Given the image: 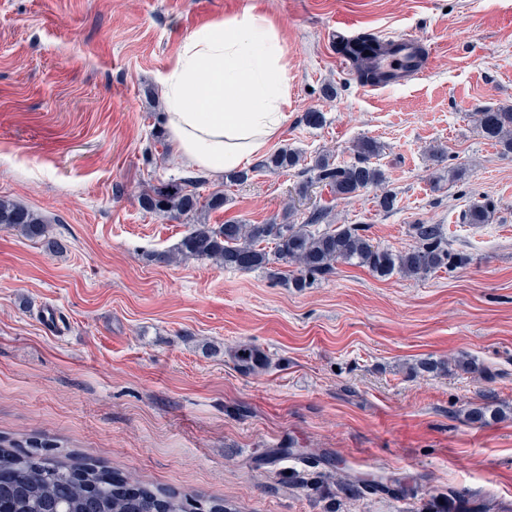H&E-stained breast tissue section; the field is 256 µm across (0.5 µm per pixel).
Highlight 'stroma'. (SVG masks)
<instances>
[{
  "mask_svg": "<svg viewBox=\"0 0 512 512\" xmlns=\"http://www.w3.org/2000/svg\"><path fill=\"white\" fill-rule=\"evenodd\" d=\"M257 1L283 26L291 84L270 151L344 165L370 138L384 180L336 200L297 168L213 177L208 190L229 201L204 221L263 224L289 208L301 224L324 207L328 224L361 225L393 251L414 245L412 225L441 224L471 264L381 279L340 263L298 291L267 269L174 258L193 217L137 202L192 172L163 134L159 79L189 32L250 0H0V198L49 218L63 245L0 226V435H45L237 512H428L451 491L512 512V155L476 116L512 106V0ZM340 18L383 41L413 35L430 70L367 89L332 53ZM311 110L321 126L303 122ZM485 200L492 223H460ZM241 343L269 367L239 372ZM462 353L492 379L418 369ZM487 400L505 418L469 421ZM329 457L382 487L329 501L299 486Z\"/></svg>",
  "mask_w": 512,
  "mask_h": 512,
  "instance_id": "stroma-1",
  "label": "stroma"
}]
</instances>
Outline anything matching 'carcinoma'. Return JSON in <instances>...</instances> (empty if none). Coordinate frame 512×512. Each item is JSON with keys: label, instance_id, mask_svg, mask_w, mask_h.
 I'll list each match as a JSON object with an SVG mask.
<instances>
[{"label": "carcinoma", "instance_id": "1", "mask_svg": "<svg viewBox=\"0 0 512 512\" xmlns=\"http://www.w3.org/2000/svg\"><path fill=\"white\" fill-rule=\"evenodd\" d=\"M374 53L381 48L365 40L353 44L348 55L360 78L377 82L379 74L366 65L365 51ZM482 136L512 154V108L485 107L477 112ZM380 152L373 139L363 138L355 145V161L337 166L326 155L318 156L311 171L314 180L330 188L338 199H350L383 180L380 169L371 165L370 158ZM300 155L286 147L270 154L257 164L269 171H289L300 165ZM206 183L201 175L161 183L142 191L138 203L148 213L171 218L224 209L228 198L218 189L203 197L198 188ZM493 205L474 203L462 211L460 223L487 224L491 221ZM272 219L266 224H243L228 221L217 226L200 223L180 240L175 253L184 258L211 261L224 268L251 271L272 264L264 243L275 245V258L291 266L284 273L290 288H308L315 281L335 273L340 262L367 268L377 277L394 273L420 278L440 269L453 270L467 264L468 259L453 247L441 224H415L417 245L399 252L382 249L361 233L356 224H340L322 231L314 226L322 223L328 212L317 208L309 213L303 224ZM0 226L14 228L30 240H47L52 247H61L47 238L48 220L39 212L0 198ZM239 370L251 374L268 365V357L250 345H239L233 353ZM502 415L499 408L488 404L469 410L474 422L486 423ZM56 444L47 439L32 438L20 444L0 437V512H41L52 502L62 512H185L184 503L192 498L201 502L208 512H232L228 504L216 497L201 493H180L170 489L143 485L138 493L128 488L135 484L131 478H121L88 460H78L52 451ZM323 479L310 483L322 496L332 494L337 487L344 494L358 497L362 489L381 484L375 475L356 476L338 463H327ZM433 512H502L492 500L478 501L462 493L448 494L443 502L431 504Z\"/></svg>", "mask_w": 512, "mask_h": 512}]
</instances>
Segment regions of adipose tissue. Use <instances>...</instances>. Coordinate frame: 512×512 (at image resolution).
Here are the masks:
<instances>
[{"mask_svg": "<svg viewBox=\"0 0 512 512\" xmlns=\"http://www.w3.org/2000/svg\"><path fill=\"white\" fill-rule=\"evenodd\" d=\"M161 96L172 142L187 165L213 175L246 168L288 120L281 26L250 5L196 28L162 76Z\"/></svg>", "mask_w": 512, "mask_h": 512, "instance_id": "adipose-tissue-1", "label": "adipose tissue"}]
</instances>
